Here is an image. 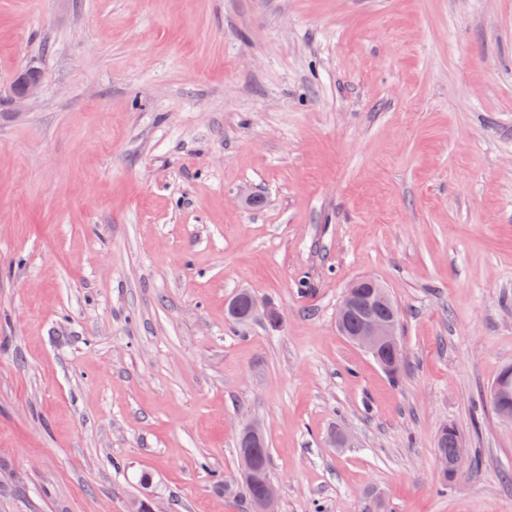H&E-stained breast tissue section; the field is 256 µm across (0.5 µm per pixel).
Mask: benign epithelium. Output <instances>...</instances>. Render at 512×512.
<instances>
[{
    "instance_id": "7a95c632",
    "label": "benign epithelium",
    "mask_w": 512,
    "mask_h": 512,
    "mask_svg": "<svg viewBox=\"0 0 512 512\" xmlns=\"http://www.w3.org/2000/svg\"><path fill=\"white\" fill-rule=\"evenodd\" d=\"M42 86V76L33 73L31 78L20 86H12V96L18 105L23 104L37 96ZM385 296V289L375 280L369 278L351 284L345 290L342 302L338 309L337 321L340 327H346L347 320L353 310L359 305H367L374 298ZM241 297L245 300L249 311L263 312L266 317L277 324L282 323L278 309L268 303H259L256 296L244 292ZM350 342L377 359L382 367L390 374L399 372L405 364V351L397 334L395 317L380 319L374 316L366 317L360 327L348 333ZM244 442L241 450L240 474L244 475L255 469L256 444L254 440L264 436V431L255 425L244 428L242 432ZM278 492L272 480L263 485L262 505L263 512H277Z\"/></svg>"
}]
</instances>
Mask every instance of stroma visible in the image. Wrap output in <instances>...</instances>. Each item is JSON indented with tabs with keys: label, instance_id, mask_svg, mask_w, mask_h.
Returning <instances> with one entry per match:
<instances>
[{
	"label": "stroma",
	"instance_id": "obj_1",
	"mask_svg": "<svg viewBox=\"0 0 512 512\" xmlns=\"http://www.w3.org/2000/svg\"><path fill=\"white\" fill-rule=\"evenodd\" d=\"M510 365L512 0H0V512H250L253 424L278 512H512ZM364 289L368 290L365 291ZM385 291L388 296L387 304H376L370 311L385 317L389 316L394 310L398 317L397 307L390 294L374 279L369 278L347 287L338 309L337 321L346 335L350 336V342L377 359L388 373L393 374L390 376L394 378L403 368L406 358L403 345L397 334L395 315L388 319L367 316L363 321L362 319L366 314L365 310H355L351 315L357 306L367 305L373 298L385 297ZM347 320L350 331L355 330L361 321L362 323L357 330L346 332ZM242 436L244 437V442L241 450V469L240 476L253 471L256 466V453L254 443V439H258L260 437H264V431L255 425H250L244 428L242 432ZM437 445H439V448H436V450L448 460L458 453L467 454V448H465L461 434L452 425H447L443 430H441V432H439L436 442V446ZM466 461L467 458L463 454L455 456L450 463L448 475H442V485L446 486L448 485V482H451L448 480V476L453 479L456 478L463 470Z\"/></svg>",
	"mask_w": 512,
	"mask_h": 512
}]
</instances>
